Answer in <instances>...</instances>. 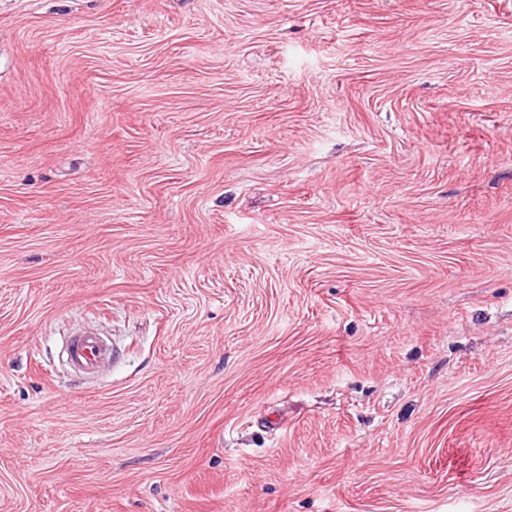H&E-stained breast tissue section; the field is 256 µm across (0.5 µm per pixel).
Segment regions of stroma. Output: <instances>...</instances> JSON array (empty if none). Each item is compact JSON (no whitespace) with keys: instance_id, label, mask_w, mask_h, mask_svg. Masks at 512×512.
<instances>
[{"instance_id":"1","label":"stroma","mask_w":512,"mask_h":512,"mask_svg":"<svg viewBox=\"0 0 512 512\" xmlns=\"http://www.w3.org/2000/svg\"><path fill=\"white\" fill-rule=\"evenodd\" d=\"M0 512H512V0H0ZM110 356V348L99 336L76 334L68 347L70 364L83 372H94Z\"/></svg>"}]
</instances>
